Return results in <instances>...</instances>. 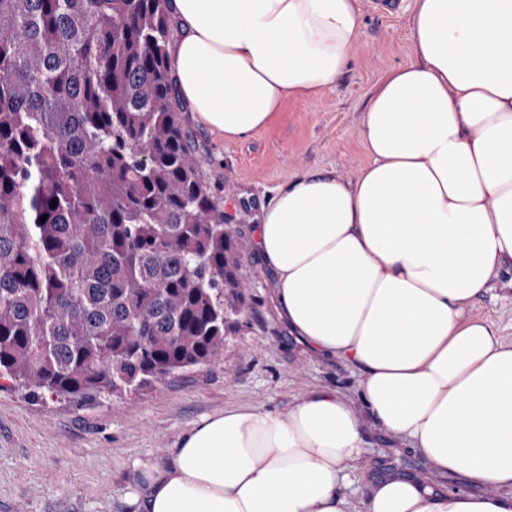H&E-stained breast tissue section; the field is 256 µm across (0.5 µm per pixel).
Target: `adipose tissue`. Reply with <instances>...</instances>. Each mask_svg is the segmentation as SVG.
<instances>
[{"instance_id": "ef3b65f1", "label": "adipose tissue", "mask_w": 512, "mask_h": 512, "mask_svg": "<svg viewBox=\"0 0 512 512\" xmlns=\"http://www.w3.org/2000/svg\"><path fill=\"white\" fill-rule=\"evenodd\" d=\"M171 3L179 95L228 140L333 84L362 19V0ZM409 40L360 120L369 163L281 186L258 247L278 316L361 367L373 421L471 490L393 473L352 501L362 421L320 391L201 419L141 464L138 512H512V344L469 309L512 268V0H414Z\"/></svg>"}]
</instances>
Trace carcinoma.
Here are the masks:
<instances>
[{
  "label": "carcinoma",
  "mask_w": 512,
  "mask_h": 512,
  "mask_svg": "<svg viewBox=\"0 0 512 512\" xmlns=\"http://www.w3.org/2000/svg\"><path fill=\"white\" fill-rule=\"evenodd\" d=\"M170 3L0 0V380L34 398L91 406L206 365L249 309Z\"/></svg>",
  "instance_id": "1"
}]
</instances>
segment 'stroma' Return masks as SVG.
Wrapping results in <instances>:
<instances>
[{
  "instance_id": "1",
  "label": "stroma",
  "mask_w": 512,
  "mask_h": 512,
  "mask_svg": "<svg viewBox=\"0 0 512 512\" xmlns=\"http://www.w3.org/2000/svg\"><path fill=\"white\" fill-rule=\"evenodd\" d=\"M412 12L413 0H396L388 13L375 0H363L348 67L317 97L286 101L264 129L228 140L186 112L201 166L223 188L232 225L249 243L243 257L250 283L246 321L210 363L136 394L80 407L0 390V512H134L127 494L139 480L135 462L163 459L202 417L236 404L279 410L317 390L348 398L363 418L362 453L348 489L352 499L385 471L426 473L406 440L368 418L362 370L312 355L277 317L273 274L255 244L262 207L278 187L310 171L350 179L368 163L360 118L385 73L411 58ZM471 311L512 343V269L501 272Z\"/></svg>"
}]
</instances>
